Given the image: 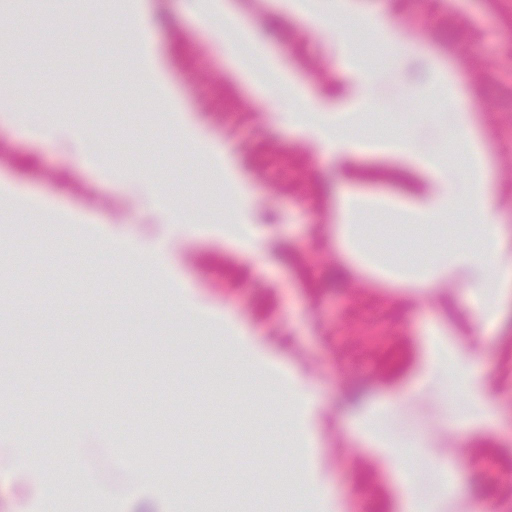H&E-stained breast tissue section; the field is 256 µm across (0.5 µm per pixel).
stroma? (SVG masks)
Listing matches in <instances>:
<instances>
[{
  "label": "stroma",
  "instance_id": "obj_1",
  "mask_svg": "<svg viewBox=\"0 0 512 512\" xmlns=\"http://www.w3.org/2000/svg\"><path fill=\"white\" fill-rule=\"evenodd\" d=\"M266 54L316 105L323 133L281 119L275 82L246 80L241 59L199 30L222 13L200 0H145V41H107L131 0H0V437L28 448L31 474L0 473V512H169L172 481L193 473L213 489L212 512H403L402 488L429 512H512V300L484 329L472 298L446 286L412 297L348 270L336 247V202L366 200L360 224H397V201L429 203L437 187L393 153L405 139L437 150L447 97L477 100L474 125L489 159L501 221L512 234V0H233ZM24 8L39 28L22 23ZM153 58L170 88L131 82V60ZM62 128L97 141L93 153L30 130L22 99ZM349 132L361 151L323 141ZM247 195L241 208L230 193ZM193 215L194 225L173 221ZM250 225L258 255L228 245ZM195 341L184 350L179 331ZM467 336L494 413L484 433L444 431L425 394L435 334ZM313 393L299 434L275 410L292 381ZM401 401L399 465L359 443L356 400ZM92 422L112 450L113 478L77 447ZM149 466L158 482L113 493ZM281 475L307 492L283 500L239 494Z\"/></svg>",
  "mask_w": 512,
  "mask_h": 512
}]
</instances>
